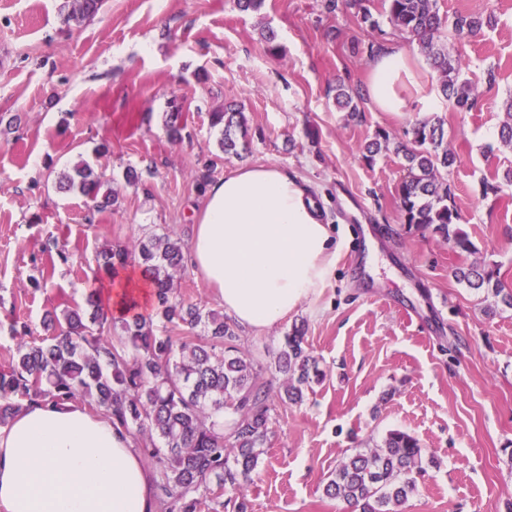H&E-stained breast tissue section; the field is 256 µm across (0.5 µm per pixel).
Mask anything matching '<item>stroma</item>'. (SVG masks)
Segmentation results:
<instances>
[{"instance_id": "obj_1", "label": "stroma", "mask_w": 512, "mask_h": 512, "mask_svg": "<svg viewBox=\"0 0 512 512\" xmlns=\"http://www.w3.org/2000/svg\"><path fill=\"white\" fill-rule=\"evenodd\" d=\"M326 3L265 0L243 13L234 0H106L94 19L67 24L68 0H0V368L16 351L10 321L44 337L45 317L82 302L103 244H135L154 224L189 244L210 184L272 164L309 188L342 249L314 301L241 335L274 395L247 512H348L325 484L344 457L394 429L431 460L405 512H512V309L489 307L453 276L478 263L512 290V185L502 182L512 149L499 139L512 95V0L439 2L450 16L496 18L463 48L475 107L454 112L442 100L436 109L470 252L405 223L402 157L384 150L369 164L359 154L376 129L400 139L421 120L418 100L437 88L426 57L388 21L373 31ZM373 44L414 54L420 79L404 91L407 111H378L366 97ZM340 82L359 92L362 120L336 108ZM173 100L177 140L164 127ZM228 102L247 118L250 150L239 158L223 155L209 122ZM83 159L118 197L94 215L84 197L57 188ZM131 166L140 182H127ZM487 181L502 183L498 196H484ZM296 327L326 377L291 404L278 397L285 376L274 359Z\"/></svg>"}]
</instances>
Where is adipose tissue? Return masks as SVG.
I'll return each mask as SVG.
<instances>
[{
	"label": "adipose tissue",
	"instance_id": "1",
	"mask_svg": "<svg viewBox=\"0 0 512 512\" xmlns=\"http://www.w3.org/2000/svg\"><path fill=\"white\" fill-rule=\"evenodd\" d=\"M408 52L387 47L368 95L402 112L399 84H416ZM191 264L241 327L260 332L324 286L336 258L318 205L297 177L270 165L237 168L206 192ZM142 451L104 415L70 401L25 406L0 426V512H157Z\"/></svg>",
	"mask_w": 512,
	"mask_h": 512
}]
</instances>
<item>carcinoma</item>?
I'll return each instance as SVG.
<instances>
[{"label": "carcinoma", "instance_id": "obj_1", "mask_svg": "<svg viewBox=\"0 0 512 512\" xmlns=\"http://www.w3.org/2000/svg\"><path fill=\"white\" fill-rule=\"evenodd\" d=\"M377 1L379 15L420 47L452 109L471 111L476 94L463 77L460 47L493 26L495 16L456 14L449 19L440 15L439 0H344L343 6L375 30ZM103 5L104 0H72L64 22L88 20ZM335 102L351 118H362L355 94L341 83ZM180 117L181 105L173 100L167 113L173 137L181 135ZM210 124L220 130L218 146L224 154L237 156L247 149L241 110L229 105L212 112ZM405 137L394 143L380 128L361 147V157L371 162L394 146L407 167L398 188L405 223L432 227L454 247L473 251L443 178L455 163L444 120L417 122ZM501 141L512 148L511 95L504 102ZM58 189L82 195L97 212L115 202L111 181L84 163L62 174ZM134 251L152 288L151 312L138 313L132 304L128 313L115 317L106 307L101 283L106 279L112 287H126L129 249L120 244L103 248L85 303L66 309L61 318H49L46 329L51 334L38 343H21L0 370V425L8 424L26 403L79 400L110 417L148 451L160 512H222L230 504L235 512H246L243 491L253 480L269 430L270 387L253 358L239 350V336L224 314L188 303L177 293L181 241L155 226ZM454 276L472 290L493 291L512 308V291H504L493 270L473 264L455 269ZM181 326L189 335H172ZM277 368L287 376L284 399L293 403L324 378L318 359L296 333L283 337ZM423 472L419 441L406 431L392 430L381 446L342 461L324 494L360 512H402L417 493V476Z\"/></svg>", "mask_w": 512, "mask_h": 512}]
</instances>
